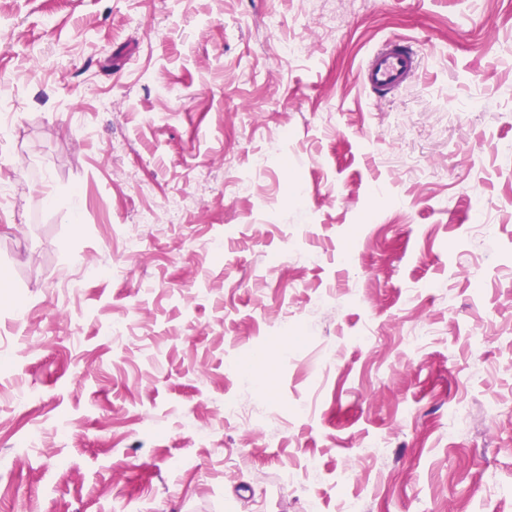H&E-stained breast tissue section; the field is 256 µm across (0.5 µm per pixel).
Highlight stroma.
Masks as SVG:
<instances>
[{
  "mask_svg": "<svg viewBox=\"0 0 512 512\" xmlns=\"http://www.w3.org/2000/svg\"><path fill=\"white\" fill-rule=\"evenodd\" d=\"M0 99V512H512V0H0ZM418 66L417 50L405 42H389L368 57L361 80L370 94L382 95L407 84Z\"/></svg>",
  "mask_w": 512,
  "mask_h": 512,
  "instance_id": "stroma-1",
  "label": "stroma"
}]
</instances>
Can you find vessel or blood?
Segmentation results:
<instances>
[{"label": "vessel or blood", "instance_id": "obj_1", "mask_svg": "<svg viewBox=\"0 0 512 512\" xmlns=\"http://www.w3.org/2000/svg\"><path fill=\"white\" fill-rule=\"evenodd\" d=\"M418 66L417 50L403 42H390L368 57L361 80L369 93L381 95L407 84Z\"/></svg>", "mask_w": 512, "mask_h": 512}]
</instances>
